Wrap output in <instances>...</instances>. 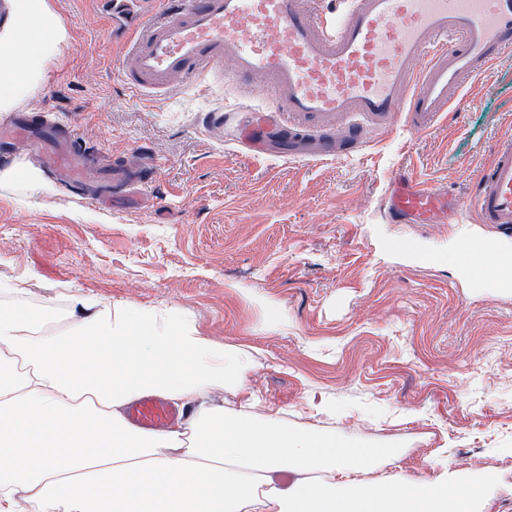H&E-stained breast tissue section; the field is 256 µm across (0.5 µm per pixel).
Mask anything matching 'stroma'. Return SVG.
Masks as SVG:
<instances>
[{"instance_id": "stroma-1", "label": "stroma", "mask_w": 512, "mask_h": 512, "mask_svg": "<svg viewBox=\"0 0 512 512\" xmlns=\"http://www.w3.org/2000/svg\"><path fill=\"white\" fill-rule=\"evenodd\" d=\"M49 3L68 38L17 112L75 130L99 167L86 192L0 185L10 304L55 321L74 293L177 308L199 336L249 356L253 392L290 424L402 449L383 474L495 471L487 512H512V293L461 250L491 237L512 255V236L467 214L396 224L386 207L402 175L469 200L496 139L512 135V55L426 128L397 118L350 155L294 157L271 137L251 153L239 132L268 112L260 90L215 78L162 100L132 95L98 0ZM109 167L137 181L98 206L88 194L113 192Z\"/></svg>"}]
</instances>
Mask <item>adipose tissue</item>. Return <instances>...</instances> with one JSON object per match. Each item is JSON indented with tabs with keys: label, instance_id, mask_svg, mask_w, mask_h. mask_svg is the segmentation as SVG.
Listing matches in <instances>:
<instances>
[{
	"label": "adipose tissue",
	"instance_id": "1",
	"mask_svg": "<svg viewBox=\"0 0 512 512\" xmlns=\"http://www.w3.org/2000/svg\"><path fill=\"white\" fill-rule=\"evenodd\" d=\"M65 40L48 0H8L0 114L40 85ZM73 306L80 317L53 327L0 305V512H485L496 490L489 472L380 476L400 449L289 426L251 395L243 352L198 336L177 309ZM227 390L247 393V411L225 412ZM146 395L185 418L132 427L125 409Z\"/></svg>",
	"mask_w": 512,
	"mask_h": 512
}]
</instances>
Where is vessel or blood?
I'll list each match as a JSON object with an SVG mask.
<instances>
[{
	"mask_svg": "<svg viewBox=\"0 0 512 512\" xmlns=\"http://www.w3.org/2000/svg\"><path fill=\"white\" fill-rule=\"evenodd\" d=\"M112 31L126 45L119 78L134 95L171 93L175 79L198 84L223 75L244 89L261 80L272 109L288 115V149L321 156L358 146L365 131L387 128L401 113L426 127L450 111L463 89L512 52V0H161L138 12V0H100ZM344 123L339 142L330 121ZM76 135L45 160L65 183H84ZM478 223L512 233V136L500 137L467 204ZM391 219H455L447 191L397 178ZM177 411L146 396L128 418L159 430Z\"/></svg>",
	"mask_w": 512,
	"mask_h": 512,
	"instance_id": "obj_1",
	"label": "vessel or blood"
}]
</instances>
